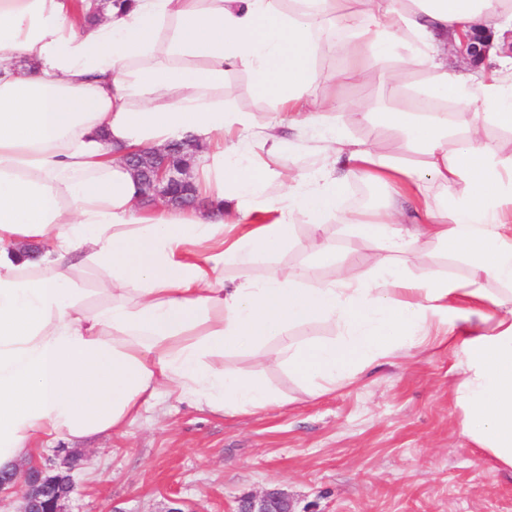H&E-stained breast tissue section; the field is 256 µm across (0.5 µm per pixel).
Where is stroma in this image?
<instances>
[{"mask_svg":"<svg viewBox=\"0 0 512 512\" xmlns=\"http://www.w3.org/2000/svg\"><path fill=\"white\" fill-rule=\"evenodd\" d=\"M336 120L356 139L405 151L380 115L362 122L340 109ZM311 233L297 223L292 248L260 261L251 276L309 265ZM326 233L339 265L370 269L371 239L347 238L337 222ZM225 363L263 378L284 405L229 416L164 397L126 435L57 440L35 461L76 457L69 512H167L175 498L191 512H236L243 497L273 488L288 494L295 512H512V476L460 432L454 397L461 372L450 353L399 351L317 398L280 368L244 356Z\"/></svg>","mask_w":512,"mask_h":512,"instance_id":"stroma-1","label":"stroma"}]
</instances>
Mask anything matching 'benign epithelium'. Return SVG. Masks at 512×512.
<instances>
[{
  "mask_svg": "<svg viewBox=\"0 0 512 512\" xmlns=\"http://www.w3.org/2000/svg\"><path fill=\"white\" fill-rule=\"evenodd\" d=\"M197 151V145L185 146L172 142L159 149L133 153L124 157L141 186L142 197L167 206H193L187 158ZM74 459L68 456L51 459L8 478L0 477V492L12 490L17 483L24 485L21 512H64L62 502L73 490L71 472ZM238 512H293L288 495L270 489L259 496L242 500Z\"/></svg>",
  "mask_w": 512,
  "mask_h": 512,
  "instance_id": "1",
  "label": "benign epithelium"
}]
</instances>
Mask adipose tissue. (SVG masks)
I'll return each instance as SVG.
<instances>
[{
  "mask_svg": "<svg viewBox=\"0 0 512 512\" xmlns=\"http://www.w3.org/2000/svg\"><path fill=\"white\" fill-rule=\"evenodd\" d=\"M90 9L0 0V469L58 438L123 432L163 392L223 415L280 403L226 369L231 354L318 396L432 342L464 372L462 435L512 473V0H114L93 22ZM485 28L486 61L449 70V44ZM341 31L345 63L324 74L323 45ZM409 68L426 81H407ZM238 72L280 121L225 101ZM377 73L387 123L420 165L336 124V109L363 110L344 89ZM452 110L472 118L451 122ZM311 134L323 164L283 175L290 137ZM173 141L206 142L192 181L207 208L145 203L122 161ZM357 177L392 191L385 211L347 221L378 246L367 273L225 279L286 251L298 220L316 263L335 264L322 229ZM435 186L444 206L428 201ZM427 241L451 246L469 275L411 273ZM321 322L339 336L292 333Z\"/></svg>",
  "mask_w": 512,
  "mask_h": 512,
  "instance_id": "ef3b65f1",
  "label": "adipose tissue"
}]
</instances>
